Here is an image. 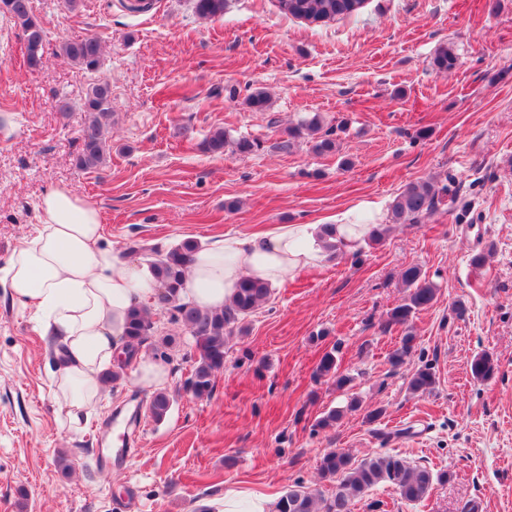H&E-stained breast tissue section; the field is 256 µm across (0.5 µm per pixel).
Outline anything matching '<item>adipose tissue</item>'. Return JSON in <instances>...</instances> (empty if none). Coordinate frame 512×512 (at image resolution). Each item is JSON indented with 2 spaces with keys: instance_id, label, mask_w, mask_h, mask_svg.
I'll list each match as a JSON object with an SVG mask.
<instances>
[{
  "instance_id": "adipose-tissue-1",
  "label": "adipose tissue",
  "mask_w": 512,
  "mask_h": 512,
  "mask_svg": "<svg viewBox=\"0 0 512 512\" xmlns=\"http://www.w3.org/2000/svg\"><path fill=\"white\" fill-rule=\"evenodd\" d=\"M39 209L41 224L0 268V287L34 307L42 334L61 343L53 384L62 426L78 432L102 398L104 372L123 352L131 311L147 305L155 279L147 266L102 246L97 208L65 188L47 191ZM319 234L315 224H281L260 236L213 240L196 253L182 296L220 309L242 276L282 286L295 271L324 258Z\"/></svg>"
}]
</instances>
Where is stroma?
Listing matches in <instances>:
<instances>
[{"label": "stroma", "instance_id": "35a3bbf8", "mask_svg": "<svg viewBox=\"0 0 512 512\" xmlns=\"http://www.w3.org/2000/svg\"><path fill=\"white\" fill-rule=\"evenodd\" d=\"M30 2L50 48L40 70L27 67L0 12V267L57 186L98 209L104 245L141 264L188 239L278 224L351 215L389 231L381 245L276 288L230 343L210 397L186 391L191 339L159 314L142 351L169 372L172 408L160 422L147 410L152 388L130 367L86 430L62 429L51 383L58 346L0 288V512H205L228 488L276 499L295 484L328 496L335 484L317 465L330 448L358 462L397 454L448 476L417 503L379 484L353 512H472L477 501L481 512H512V0H367L358 16L320 26L281 14L276 0H227L215 19L200 18L195 0L140 11L135 0H80L73 10ZM87 36L105 47L95 74L56 53ZM448 41L459 62L440 73L430 61ZM98 78L112 85L111 160L86 171L75 165L80 100ZM256 88L269 111L245 105ZM314 113L336 127L338 154L306 142L276 150L288 126ZM218 127L263 148L208 154L201 143ZM428 179L455 190L425 223H391L395 196ZM412 265L438 294L415 315V348L395 368L388 355L403 330L380 324L405 297L401 273ZM335 345L351 378L341 389L314 379ZM483 354L497 369L478 380L470 365ZM425 364L436 386L412 394L408 378ZM377 407L381 419L367 422ZM332 409L340 419L317 428Z\"/></svg>", "mask_w": 512, "mask_h": 512}]
</instances>
